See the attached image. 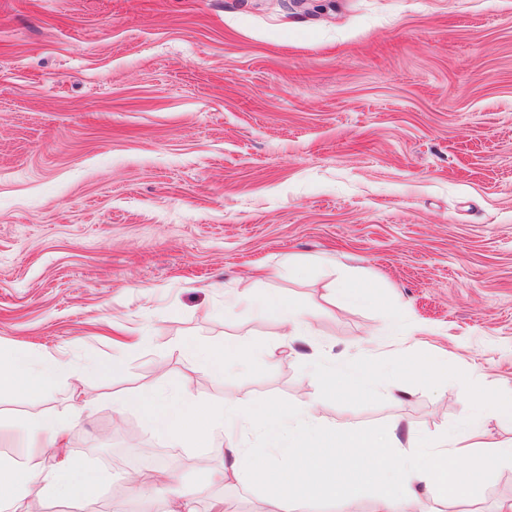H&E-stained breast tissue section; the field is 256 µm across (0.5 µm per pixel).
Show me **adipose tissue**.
<instances>
[{
  "mask_svg": "<svg viewBox=\"0 0 512 512\" xmlns=\"http://www.w3.org/2000/svg\"><path fill=\"white\" fill-rule=\"evenodd\" d=\"M236 300L255 304L260 312L274 314L289 335L299 336L311 327L305 314L278 294L251 300L240 291ZM247 343L227 338L223 347L206 348L185 340L181 353L207 375L219 377L248 363ZM64 372L62 362L35 351H20L0 359V394L38 396L48 393ZM327 388L338 395L373 394L374 380L364 365L331 368ZM119 409H137L158 435L202 447L212 444L215 433L233 431L243 423L254 427L270 455L255 475L271 492L273 512H307L323 497L339 503L342 512L364 486H379L376 512H423L420 485H429L443 498L460 496L476 484L486 470L502 460H512V441L486 439L487 420L512 424V397L473 399L467 409L470 430L466 437L428 435L408 437L409 452H400L395 431L369 433L354 425H328L315 406L297 411L271 402L244 405L236 394L223 403L208 405L189 397L167 398L147 386L119 401ZM71 421L60 415L24 419L18 428L25 445L15 460L0 463V512H22L20 494L28 489L49 499L89 500L100 487L102 474L70 456L55 468L42 464L44 449L61 444ZM248 446L227 448L224 464L202 469L194 489L168 487L171 512H187L202 492L218 483L241 480L243 463L251 457Z\"/></svg>",
  "mask_w": 512,
  "mask_h": 512,
  "instance_id": "obj_1",
  "label": "adipose tissue"
}]
</instances>
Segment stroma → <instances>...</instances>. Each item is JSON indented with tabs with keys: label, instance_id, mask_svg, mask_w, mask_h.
<instances>
[{
	"label": "stroma",
	"instance_id": "stroma-1",
	"mask_svg": "<svg viewBox=\"0 0 512 512\" xmlns=\"http://www.w3.org/2000/svg\"><path fill=\"white\" fill-rule=\"evenodd\" d=\"M352 274L381 304H335ZM279 292L309 315L235 304ZM246 337L262 356L221 377L178 349ZM124 368L70 371L87 360ZM68 375L39 398L0 395L14 429L72 417L71 456L104 471L95 497L146 504L115 424L169 452L155 483L190 482L223 448L158 437L119 399L146 385L220 404L228 392L379 432L463 431L474 394L512 395V0H0V354ZM442 357L416 378L405 353ZM376 370L337 399L325 369ZM265 512L252 474L199 497ZM425 512H498L512 462ZM254 306L262 313H273L289 336H300L311 327L305 314L278 294L269 293L266 298L254 301Z\"/></svg>",
	"mask_w": 512,
	"mask_h": 512
}]
</instances>
